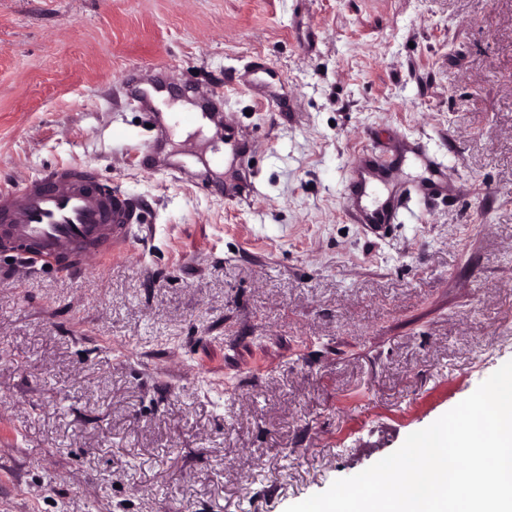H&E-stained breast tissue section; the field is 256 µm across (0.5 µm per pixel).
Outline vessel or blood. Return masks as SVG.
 <instances>
[{"mask_svg":"<svg viewBox=\"0 0 512 512\" xmlns=\"http://www.w3.org/2000/svg\"><path fill=\"white\" fill-rule=\"evenodd\" d=\"M139 218L138 203L105 191L89 166L55 167L0 189V222L12 237L60 258L94 261L102 224H110L109 241L118 244Z\"/></svg>","mask_w":512,"mask_h":512,"instance_id":"b4317fda","label":"vessel or blood"}]
</instances>
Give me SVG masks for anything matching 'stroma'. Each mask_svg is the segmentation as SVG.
I'll return each mask as SVG.
<instances>
[{
  "mask_svg": "<svg viewBox=\"0 0 512 512\" xmlns=\"http://www.w3.org/2000/svg\"><path fill=\"white\" fill-rule=\"evenodd\" d=\"M59 165L143 222L0 253V512H285L512 360V0H0V186Z\"/></svg>",
  "mask_w": 512,
  "mask_h": 512,
  "instance_id": "1",
  "label": "stroma"
}]
</instances>
